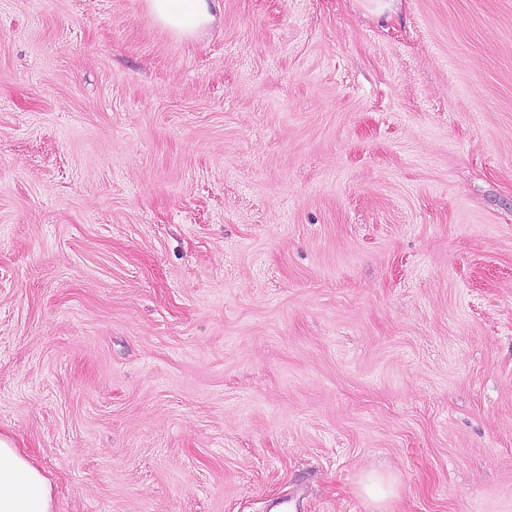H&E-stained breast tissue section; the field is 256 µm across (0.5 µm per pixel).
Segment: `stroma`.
<instances>
[{
	"mask_svg": "<svg viewBox=\"0 0 512 512\" xmlns=\"http://www.w3.org/2000/svg\"><path fill=\"white\" fill-rule=\"evenodd\" d=\"M220 3L0 0V434L54 512H512V0ZM212 0H149L156 23L182 36L190 37L210 26L215 16ZM362 489L376 503H382L394 494L393 484L379 475L367 477Z\"/></svg>",
	"mask_w": 512,
	"mask_h": 512,
	"instance_id": "35a3bbf8",
	"label": "stroma"
}]
</instances>
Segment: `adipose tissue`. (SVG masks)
Instances as JSON below:
<instances>
[{
	"label": "adipose tissue",
	"mask_w": 512,
	"mask_h": 512,
	"mask_svg": "<svg viewBox=\"0 0 512 512\" xmlns=\"http://www.w3.org/2000/svg\"><path fill=\"white\" fill-rule=\"evenodd\" d=\"M156 23L190 37L210 26V0H149ZM0 512H53V487L29 456L0 435Z\"/></svg>",
	"instance_id": "ef3b65f1"
}]
</instances>
